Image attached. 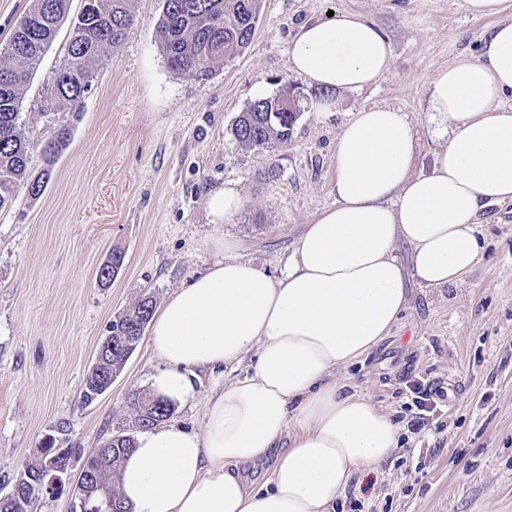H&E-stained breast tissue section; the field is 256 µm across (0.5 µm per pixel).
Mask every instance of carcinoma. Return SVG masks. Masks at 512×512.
Wrapping results in <instances>:
<instances>
[{"label": "carcinoma", "mask_w": 512, "mask_h": 512, "mask_svg": "<svg viewBox=\"0 0 512 512\" xmlns=\"http://www.w3.org/2000/svg\"><path fill=\"white\" fill-rule=\"evenodd\" d=\"M132 2L84 0L81 12L72 19L69 48L50 86L55 109L76 104L91 89L106 49L120 45L134 21ZM69 3L70 0H31L8 43L0 49V210L13 206L23 188L33 198L41 196L53 165L70 140L69 127L51 128L42 149L46 168L38 175L30 173V145L20 124L21 96L58 26L68 18ZM261 3L262 0H164L159 32L169 68L200 82L213 78L224 59L242 53L251 43ZM298 118L297 112L279 111L277 97H261L240 113L232 133L243 146L268 150L291 138ZM125 258V252L112 250L97 272L99 281H112ZM153 313V300L147 297L112 321L109 334L114 337L120 332L129 340L125 345L114 340L112 347L105 350L99 370L85 379L82 404H91L92 392L108 386L111 374L121 373L140 341L141 322L151 321ZM130 404L138 419L145 415L153 418V426L173 412L172 404L147 393H133ZM132 448V437L115 434L88 456L86 466L91 478L86 492L91 498L104 491L108 498L123 501L115 478ZM40 462L38 458L22 469L14 482L13 497L0 495V512H28L33 506L41 494L37 489L42 474Z\"/></svg>", "instance_id": "obj_1"}]
</instances>
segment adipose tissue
<instances>
[{
    "label": "adipose tissue",
    "instance_id": "ef3b65f1",
    "mask_svg": "<svg viewBox=\"0 0 512 512\" xmlns=\"http://www.w3.org/2000/svg\"><path fill=\"white\" fill-rule=\"evenodd\" d=\"M502 3L466 0L497 21L479 60L459 59L429 84L428 112L448 134L429 172L410 171L416 142L403 112L353 113L334 147L336 203L307 225L286 274L271 277L217 238L222 260L155 312L156 396L186 403L199 372L255 361L231 383L215 378L201 430L138 434L118 478L134 512H333L357 474L400 448L399 423L336 371L376 348L406 306L398 243L422 287L458 284L480 254L479 213L512 202V16ZM391 59L389 42L350 12L302 24L289 56L297 76L328 90L368 86ZM269 456L260 484L242 477L241 466Z\"/></svg>",
    "mask_w": 512,
    "mask_h": 512
}]
</instances>
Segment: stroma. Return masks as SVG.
<instances>
[{"mask_svg": "<svg viewBox=\"0 0 512 512\" xmlns=\"http://www.w3.org/2000/svg\"><path fill=\"white\" fill-rule=\"evenodd\" d=\"M162 0H135V20L77 112L44 108L71 37L63 23L24 91L20 122L44 167L51 126L71 139L39 198L20 192L0 210V493L9 492L45 436L89 454L115 434L137 436L128 404L163 361L141 339L112 387L81 403L84 379L108 326L144 296L163 304L215 259L224 236L238 255L281 277L306 224L336 202L334 144L353 112L386 104L418 140L414 172L429 171L447 140L428 112V85L459 58H478L494 17L466 0H263L253 40L209 81L172 72L162 53ZM372 22L392 49L390 70L370 87L333 94L298 77L289 52L298 27L328 13ZM292 84L308 99L291 138L272 150L241 146L233 125L249 102ZM237 192L232 221L211 223L210 197ZM482 251L465 279L443 288L407 283V306L390 335L341 371L355 391L392 414L402 446L357 476L341 504L363 512H512V203L487 207ZM125 252L110 286L98 269ZM454 384L452 401L419 417L414 384Z\"/></svg>", "mask_w": 512, "mask_h": 512, "instance_id": "35a3bbf8", "label": "stroma"}]
</instances>
